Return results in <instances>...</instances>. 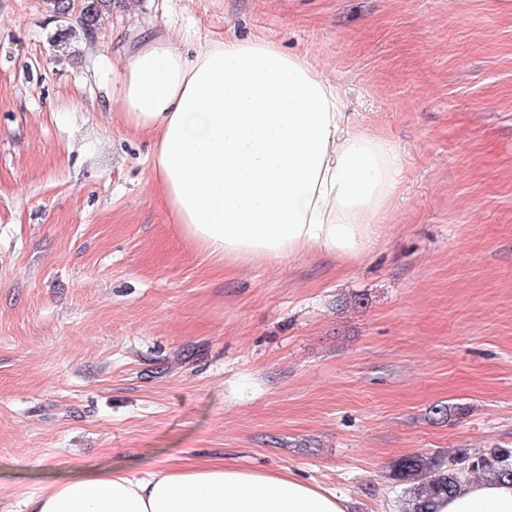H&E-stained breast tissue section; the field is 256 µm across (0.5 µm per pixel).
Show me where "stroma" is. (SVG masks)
<instances>
[{"instance_id":"35a3bbf8","label":"stroma","mask_w":512,"mask_h":512,"mask_svg":"<svg viewBox=\"0 0 512 512\" xmlns=\"http://www.w3.org/2000/svg\"><path fill=\"white\" fill-rule=\"evenodd\" d=\"M0 0V512L52 469L221 459L402 512L414 453L512 448V0ZM275 42L397 150L379 245L224 266L113 113L147 37ZM465 412L443 420L437 405ZM51 11L57 18H62L70 4L69 12L66 16L68 19H77L81 11V19L77 25L61 30L56 37V44L61 49L66 47L67 41L72 37L84 39L86 42L91 41V36L96 33L98 28V20L102 14L112 10V0H83L82 10L80 0H46ZM70 17V18H69ZM63 45H65L63 47Z\"/></svg>"}]
</instances>
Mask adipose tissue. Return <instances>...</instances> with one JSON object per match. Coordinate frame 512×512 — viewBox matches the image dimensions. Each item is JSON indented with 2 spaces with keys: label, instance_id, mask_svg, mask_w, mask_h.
<instances>
[{
  "label": "adipose tissue",
  "instance_id": "1",
  "mask_svg": "<svg viewBox=\"0 0 512 512\" xmlns=\"http://www.w3.org/2000/svg\"><path fill=\"white\" fill-rule=\"evenodd\" d=\"M112 107L154 143L152 168L174 224L227 265L309 252L357 260L376 245L402 165L344 112L338 85L275 44L227 39L187 55L148 39L112 88ZM28 512H347L292 476L221 462L135 473L96 463L55 474ZM438 512H512V481H466Z\"/></svg>",
  "mask_w": 512,
  "mask_h": 512
}]
</instances>
